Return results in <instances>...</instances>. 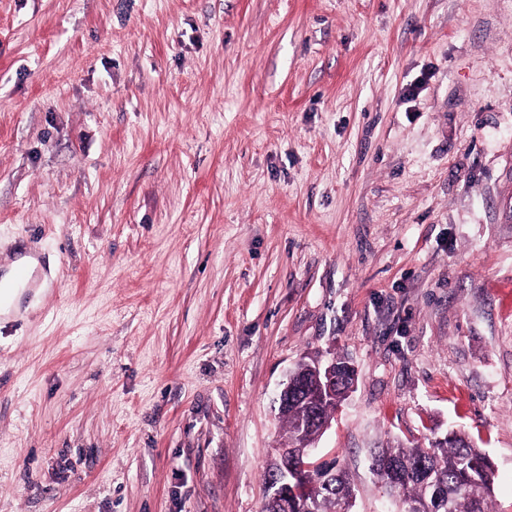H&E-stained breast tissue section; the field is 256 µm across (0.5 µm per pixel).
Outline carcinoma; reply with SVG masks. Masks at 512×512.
Returning <instances> with one entry per match:
<instances>
[{
	"mask_svg": "<svg viewBox=\"0 0 512 512\" xmlns=\"http://www.w3.org/2000/svg\"><path fill=\"white\" fill-rule=\"evenodd\" d=\"M345 400L343 383L336 389L314 396L302 389L292 397L288 413L287 443H311L320 434L312 419L314 410L332 416ZM299 460L288 467L272 459L265 471V483L288 481L289 512H349L354 487L343 471L314 470L308 475L313 488L307 490L298 477ZM372 470L388 494L417 512H491L494 470L487 455L458 430L448 431V440L433 438L427 446L381 448L374 454Z\"/></svg>",
	"mask_w": 512,
	"mask_h": 512,
	"instance_id": "obj_1",
	"label": "carcinoma"
}]
</instances>
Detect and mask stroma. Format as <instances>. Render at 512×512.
<instances>
[{"label": "stroma", "mask_w": 512, "mask_h": 512, "mask_svg": "<svg viewBox=\"0 0 512 512\" xmlns=\"http://www.w3.org/2000/svg\"><path fill=\"white\" fill-rule=\"evenodd\" d=\"M0 512H261L309 358L354 512L454 426L512 512V0H0ZM337 361V362H336ZM346 362L344 358L336 359L333 357L329 361L323 363L319 361L311 366V372L320 383V387L331 389L336 383V390L324 392L314 401V393L312 389H302L296 392L292 397V402L288 406V395L298 390L302 386L299 376L290 371L288 380L284 384L279 394L280 411L288 407V413L282 417L288 426V444L311 443L320 434V425L312 419L314 406L318 408L319 415L330 417L336 411L340 403L345 400L343 392V383L336 381V363L342 365Z\"/></svg>", "instance_id": "35a3bbf8"}]
</instances>
